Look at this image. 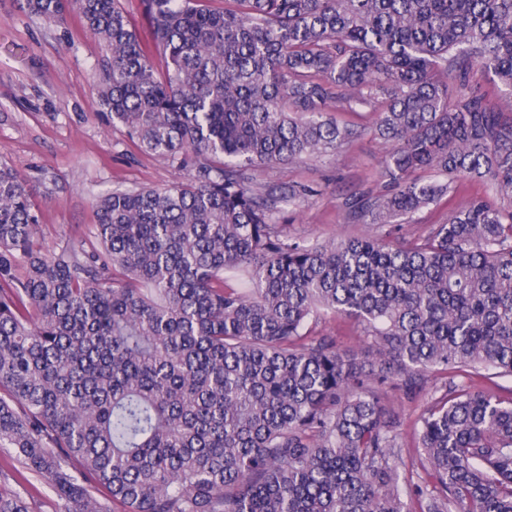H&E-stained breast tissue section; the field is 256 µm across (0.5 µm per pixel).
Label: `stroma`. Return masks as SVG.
Wrapping results in <instances>:
<instances>
[{"label": "stroma", "mask_w": 512, "mask_h": 512, "mask_svg": "<svg viewBox=\"0 0 512 512\" xmlns=\"http://www.w3.org/2000/svg\"><path fill=\"white\" fill-rule=\"evenodd\" d=\"M106 59L102 43L69 13L65 25L50 27L23 10L18 0H0V159L35 189L43 249L86 237L95 222V200L115 188H164L180 174L167 162L141 151L121 125L110 123L97 99ZM388 151L383 141L363 138L322 157L278 165L261 178L309 186L313 196L288 213V233L310 241L362 233L349 212L351 195L379 192ZM487 193L484 185L462 181L453 196L384 225L383 233L418 235L445 221L449 210ZM0 490L26 497L32 512H64L63 501L44 481L0 448Z\"/></svg>", "instance_id": "35a3bbf8"}]
</instances>
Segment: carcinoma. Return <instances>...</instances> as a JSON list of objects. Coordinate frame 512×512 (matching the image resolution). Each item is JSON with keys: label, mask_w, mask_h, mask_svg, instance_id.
Masks as SVG:
<instances>
[{"label": "carcinoma", "mask_w": 512, "mask_h": 512, "mask_svg": "<svg viewBox=\"0 0 512 512\" xmlns=\"http://www.w3.org/2000/svg\"><path fill=\"white\" fill-rule=\"evenodd\" d=\"M107 48L99 105L131 140L193 173L115 189L93 239L35 246L32 190L0 160V447L65 512H512V397L445 383L406 463L387 396L427 374L512 377V0L65 2ZM372 109L340 125L330 109ZM390 145L386 189L352 212L393 224L458 179L480 197L418 236L288 237L307 187L253 170ZM356 320L373 358L316 328ZM421 474L405 476L408 467ZM0 512H30L0 492ZM122 4L139 39L145 43L150 42L152 40L151 22L143 12L140 0H122Z\"/></svg>", "instance_id": "1"}]
</instances>
